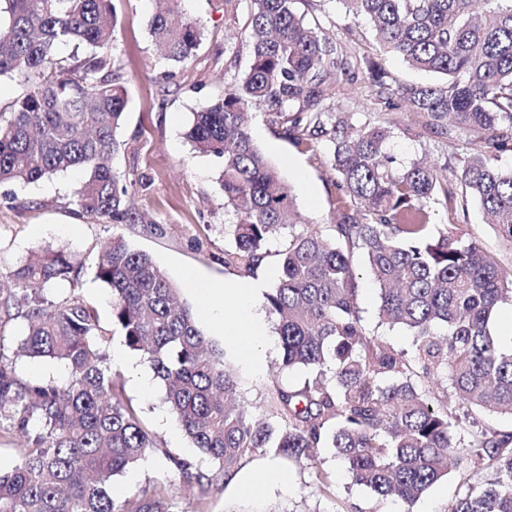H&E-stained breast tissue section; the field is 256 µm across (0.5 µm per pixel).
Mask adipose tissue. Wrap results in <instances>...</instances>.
Listing matches in <instances>:
<instances>
[{"label":"adipose tissue","instance_id":"1","mask_svg":"<svg viewBox=\"0 0 512 512\" xmlns=\"http://www.w3.org/2000/svg\"><path fill=\"white\" fill-rule=\"evenodd\" d=\"M192 289L201 296L204 317L233 345L251 365H259L260 352L268 337L256 318L253 302L256 287L239 283H201L192 281ZM235 494L257 499L275 488H287L288 474L272 461H263L255 469L236 475L231 482Z\"/></svg>","mask_w":512,"mask_h":512}]
</instances>
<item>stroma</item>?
<instances>
[{"label":"stroma","instance_id":"obj_1","mask_svg":"<svg viewBox=\"0 0 512 512\" xmlns=\"http://www.w3.org/2000/svg\"><path fill=\"white\" fill-rule=\"evenodd\" d=\"M116 13L114 67L125 85L128 97L123 121L117 131L120 149L112 160L124 183L130 184L136 210L147 217L138 224H116L103 218L79 215L72 191L80 175L69 172L31 184L0 185V273L14 269L33 252L66 245L75 253L82 268L78 288L62 286V293H75L95 303L104 327L110 328L108 350L124 348L120 332L111 328V296L96 277L101 245L112 234L125 236L130 245L149 254L166 276L181 289V299L192 310L201 307L190 289L191 275L210 281L241 282L240 273L224 265V227L234 223L232 211L225 209L219 186L220 161L197 152L186 133L194 112L221 98L247 71L249 49L236 34L246 21V12L227 16L224 0H180L182 14L195 21L203 33L196 55L179 65L165 59L151 42L148 23L154 0H113ZM301 11L318 20L326 32L344 43H356L370 60L402 82L415 85L441 83L437 73L413 69L399 58L383 54L376 47L367 20L348 15L340 0H303ZM367 80L338 83L329 95L335 106L354 113L357 123L390 122L393 134L388 151L397 162L424 160L438 168L454 166L457 156L470 149L467 135L447 139L422 133L421 118L404 109L379 111L369 95ZM249 131L256 146L279 171L289 186L306 224L281 229L267 244L269 255L253 276L264 293L275 287L279 258L292 238L305 228L317 229L325 238L334 235L336 176L324 150L309 151L297 146L271 125L262 110H253ZM439 230L455 229L468 233L506 267L512 266V241L487 224L481 208L469 204L467 219L452 223L444 209L433 217ZM359 274V305L366 330L388 342L395 350H411L413 336L402 328H388L377 318L378 294L366 272L363 260H356ZM271 336L265 348L261 370L252 369L230 350L225 360L236 373L240 394L256 417L266 416L271 381L281 359L276 319L262 298L254 302ZM110 364L124 385L126 398L137 409L143 422L155 433L161 445L173 453L197 458L189 438L170 415L163 401L164 388L154 383L151 390L139 384L149 372L146 361L129 365L118 359ZM322 467L332 484L330 495L314 488V472L304 466L287 464L290 479L287 490H273L260 500L233 496L227 487L217 486L208 503V512H344L357 506L359 512H399L398 503L380 500L364 487L347 478L342 464L330 449L319 451ZM486 469H450L418 501L414 512H445L460 492L463 481L481 482Z\"/></svg>","mask_w":512,"mask_h":512}]
</instances>
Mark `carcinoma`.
<instances>
[{"label": "carcinoma", "mask_w": 512, "mask_h": 512, "mask_svg": "<svg viewBox=\"0 0 512 512\" xmlns=\"http://www.w3.org/2000/svg\"><path fill=\"white\" fill-rule=\"evenodd\" d=\"M0 78L26 86L0 112V184L34 183L84 171L73 198L82 214L116 223L141 219L112 156L127 89L113 70L112 0H0ZM250 64L240 82L194 113L188 138L222 162L224 265L249 276L267 258L266 242L285 225L304 224L291 191L253 143L246 123L264 109L298 145L328 151L336 174L334 238L297 235L280 258L278 282L264 297L277 316L285 368L311 378H277L270 412L251 414L224 352L178 299L152 257L121 234L101 246L96 278L112 294V325L149 363L164 402L198 449L195 461L159 446L114 379L98 308L71 295L81 264L66 248L35 253L0 276V323L21 319L16 356L62 361L63 383L23 378L0 336V425L25 442L19 464L0 472V512H176L177 480L197 491V512L219 480L231 482L259 453L317 467L312 452L330 448L351 483L412 506L448 465L486 466L448 512H512V430L471 425L474 411L512 416V344L491 329L512 303V268L473 237L434 232L433 206L452 218L467 203L512 240V170L493 160L512 151V0H338L363 17L379 49L415 69L442 74L434 86L406 84L374 67L356 47L335 41L299 11L298 0H224ZM149 34L163 56L184 63L203 33L157 0ZM82 58L56 54L62 43ZM368 74L379 110L404 107L422 130L449 139L472 135L470 152L445 174L416 161L399 166L385 149L391 126L355 124L329 103L335 82ZM363 257L378 290V317L409 330L411 352L395 350L361 323L354 262ZM150 453L168 475L139 494L122 495L115 477Z\"/></svg>", "instance_id": "obj_1"}]
</instances>
